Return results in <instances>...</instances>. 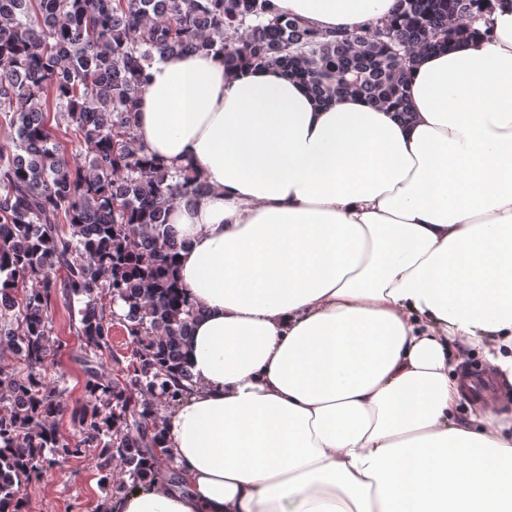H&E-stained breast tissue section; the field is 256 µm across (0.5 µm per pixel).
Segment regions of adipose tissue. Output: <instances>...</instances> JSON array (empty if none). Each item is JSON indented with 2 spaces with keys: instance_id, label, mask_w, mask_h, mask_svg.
<instances>
[{
  "instance_id": "ef3b65f1",
  "label": "adipose tissue",
  "mask_w": 512,
  "mask_h": 512,
  "mask_svg": "<svg viewBox=\"0 0 512 512\" xmlns=\"http://www.w3.org/2000/svg\"><path fill=\"white\" fill-rule=\"evenodd\" d=\"M397 0H270L328 36ZM420 55L407 115L279 69L156 61L134 125L207 184L168 215L194 305L177 481L115 512H512V421L466 418L460 346L512 385V0Z\"/></svg>"
}]
</instances>
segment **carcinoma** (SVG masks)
Masks as SVG:
<instances>
[{"mask_svg": "<svg viewBox=\"0 0 512 512\" xmlns=\"http://www.w3.org/2000/svg\"><path fill=\"white\" fill-rule=\"evenodd\" d=\"M491 0H398L395 15L358 33L322 38L273 13L269 0H0V512H23V488L49 480L73 457H90L108 491L97 512L133 483L161 476L149 462L167 447L163 407L186 394L184 348L193 308L172 272L177 243L169 209L205 190L194 171L168 167L138 142L134 113L157 59L201 51L275 66L322 103L356 94L378 107L404 105L410 63L489 24ZM56 128L87 150L71 162ZM78 309L73 329L93 366L86 401L44 372L67 343L52 337V298ZM123 303V314L106 311ZM132 339L112 376V321ZM70 413L74 438L55 418Z\"/></svg>", "mask_w": 512, "mask_h": 512, "instance_id": "carcinoma-1", "label": "carcinoma"}]
</instances>
